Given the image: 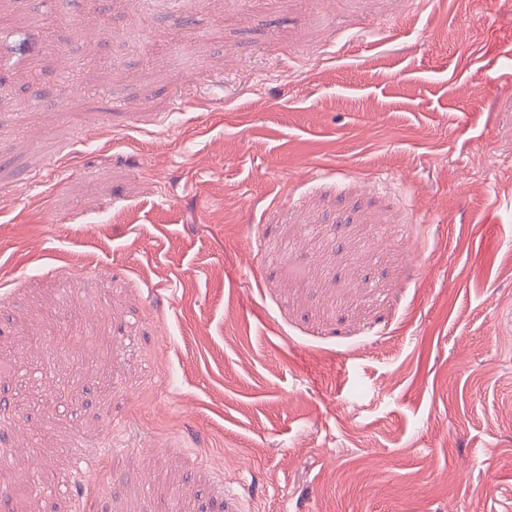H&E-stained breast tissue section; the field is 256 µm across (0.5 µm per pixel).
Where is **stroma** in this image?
I'll return each mask as SVG.
<instances>
[{
  "label": "stroma",
  "mask_w": 512,
  "mask_h": 512,
  "mask_svg": "<svg viewBox=\"0 0 512 512\" xmlns=\"http://www.w3.org/2000/svg\"><path fill=\"white\" fill-rule=\"evenodd\" d=\"M0 0V512H512V0Z\"/></svg>",
  "instance_id": "obj_1"
}]
</instances>
